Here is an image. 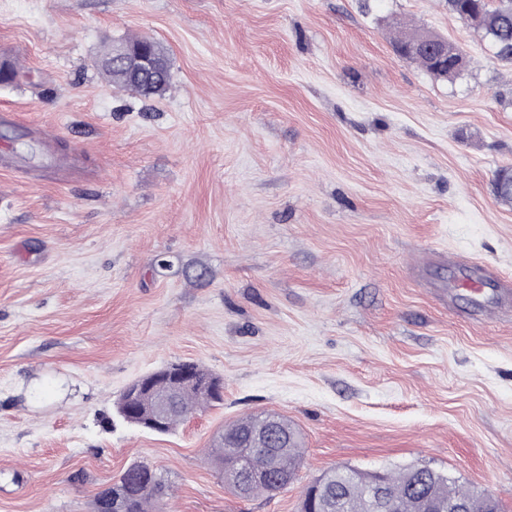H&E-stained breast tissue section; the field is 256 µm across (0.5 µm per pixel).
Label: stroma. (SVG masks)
I'll return each mask as SVG.
<instances>
[{"label":"stroma","mask_w":512,"mask_h":512,"mask_svg":"<svg viewBox=\"0 0 512 512\" xmlns=\"http://www.w3.org/2000/svg\"><path fill=\"white\" fill-rule=\"evenodd\" d=\"M402 27L466 67L400 57ZM132 35L166 48L163 97L91 68ZM1 62L0 512H93L139 462L164 512H300L330 469L410 466L512 512V314L440 293L452 255L512 276V61L448 0H0ZM181 361L220 403L167 434L116 416ZM263 413L303 457L246 499L210 451ZM448 43L450 42L447 39H445V42L441 47L442 49H444V51L439 53L438 56L436 57L438 61L443 62L445 64H448ZM409 59L416 61L426 72L433 75L434 77H443L446 79H453L454 77H456L462 71L466 64L465 57L463 63L459 67L454 68V66L448 64V69L437 68L435 65L431 64L430 59L425 56H421L420 58L409 57Z\"/></svg>","instance_id":"obj_1"}]
</instances>
